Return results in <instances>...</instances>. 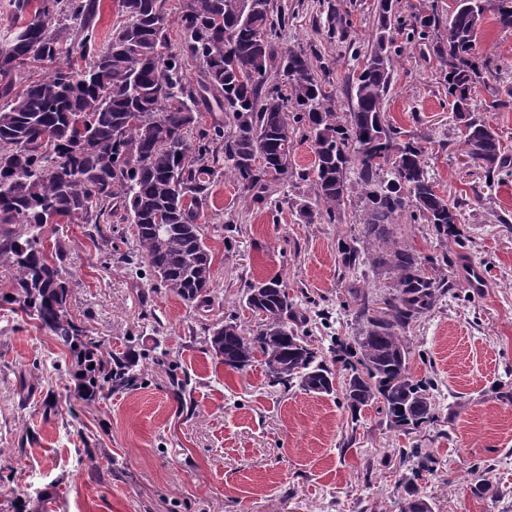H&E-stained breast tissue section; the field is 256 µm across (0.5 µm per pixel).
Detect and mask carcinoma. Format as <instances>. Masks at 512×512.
<instances>
[{
  "label": "carcinoma",
  "instance_id": "obj_1",
  "mask_svg": "<svg viewBox=\"0 0 512 512\" xmlns=\"http://www.w3.org/2000/svg\"><path fill=\"white\" fill-rule=\"evenodd\" d=\"M117 2L125 22L100 45L96 0H11L18 24L0 38V258L14 288L4 302L69 349L82 399L131 389L139 380L135 361L87 337L69 314L71 272L61 250L46 253V225L90 224L99 236L101 221L112 216L135 225L136 256L160 285L192 308H209L213 255L198 220L213 179L225 171L244 191L268 193L266 175H288L293 137L302 129L315 159L298 174L312 191L295 201L300 219L339 224L356 197L366 242L341 245L343 266L406 272L383 311L351 291L362 326L353 343L338 339L330 349L351 370L344 404L353 417L377 405L393 429L435 420L431 381L409 374L406 332L454 285L427 274L432 258L398 246L394 224L408 210L442 241L459 244L467 236L457 205L427 175L425 146L402 140L386 121L395 34L407 25L399 0H377L367 48L351 47L361 65L347 80L352 112L345 122L336 114V88L315 72L311 54L276 47L290 22L279 0H181L176 44L165 0ZM455 2L446 35L435 6L415 17L411 33L442 63L464 143L478 148L466 156L493 179L507 168L508 155L477 115L475 91L485 76L475 38L490 9L500 28H512V0ZM326 22L328 37L346 36L349 21L331 5ZM41 43L48 54L38 55ZM191 61L199 64L194 82L185 76ZM32 62L47 64L45 76L23 84ZM209 99L224 119L201 128L200 104ZM246 306L261 316L256 329L233 319L207 328L216 358L240 370L258 353L271 385L334 391L329 360L297 328V303L279 280L250 284ZM400 458L413 461L400 512H431L415 488L430 453L403 448Z\"/></svg>",
  "mask_w": 512,
  "mask_h": 512
}]
</instances>
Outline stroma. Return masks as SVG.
Returning a JSON list of instances; mask_svg holds the SVG:
<instances>
[{
	"instance_id": "35a3bbf8",
	"label": "stroma",
	"mask_w": 512,
	"mask_h": 512,
	"mask_svg": "<svg viewBox=\"0 0 512 512\" xmlns=\"http://www.w3.org/2000/svg\"><path fill=\"white\" fill-rule=\"evenodd\" d=\"M295 18L280 42L314 50L329 65L336 112L350 111L346 79L351 45L373 32L376 0H331L350 11L345 38H328L319 0H287ZM386 116L427 149L428 176L458 203L470 240L441 242L430 226L401 216L399 246L434 258L428 271L455 284L407 331L414 378L432 376L434 424L387 428L376 406L352 417L343 403V368L335 391L270 387L265 367L224 366L207 329L258 320L245 305L248 286L279 279L305 294L306 314L324 312L317 337L352 339L359 322L349 303L338 247L362 240L356 204L338 224L302 223L293 205L306 192L298 172L314 162L296 134L288 181L260 199L228 175L217 176L200 217L213 253V305L193 310L133 258L135 228L113 220L91 236L86 224H52L46 252L63 248L72 273L69 311L87 335L114 351H134V389L85 403L76 398L72 356L37 321L0 306V512H398V482L408 467L402 448L428 449L435 463L417 481L433 512H512V175L486 184L469 163L448 106L439 60L416 38L398 33ZM489 78L477 102L512 156V29L486 19L476 39ZM505 100L493 111L494 99ZM485 272L470 287L469 267ZM188 383L176 400L169 378ZM486 467V491L470 490Z\"/></svg>"
}]
</instances>
